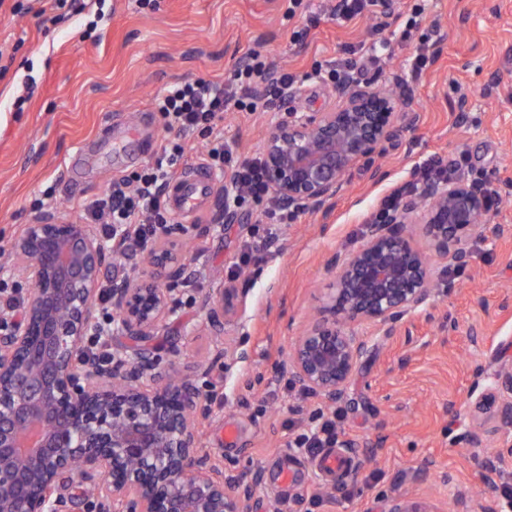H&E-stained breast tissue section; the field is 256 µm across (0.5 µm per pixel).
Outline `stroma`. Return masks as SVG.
I'll use <instances>...</instances> for the list:
<instances>
[{
	"mask_svg": "<svg viewBox=\"0 0 512 512\" xmlns=\"http://www.w3.org/2000/svg\"><path fill=\"white\" fill-rule=\"evenodd\" d=\"M332 6L302 0L292 11L288 0H96L54 23L1 11L0 42L16 52L0 77V264H7L21 229L34 223L31 202L39 191L54 189L58 212L76 219L113 176L150 160L165 134L153 100L173 83L228 81L253 49L303 75L295 98L264 112L225 114L224 138L243 158L262 154L271 126L289 113L338 106L333 84L307 74L345 59V46L369 40L372 23H339ZM422 39L436 60L406 80L404 62ZM353 79L410 98L419 122L351 172L330 212H305L282 225L263 260L249 264L241 248L265 203L247 202L229 224L211 205L181 225L196 256L197 282L180 288L181 305L155 344L180 348L179 368H202L200 381L216 396L201 426L207 453L238 474L262 471L249 512H269L274 502L283 512H385L397 493L456 512L460 495L478 491L486 472L466 438L467 401L476 386L490 383L498 361L512 360V234L497 231L512 227V0H427L412 41H392L379 64ZM26 85L36 92L16 107ZM128 127L139 128V137L126 138ZM432 158L460 160V179L485 180L500 203L472 245L469 267L453 275L428 317L374 336L378 351L354 374L347 401L325 404L281 378L277 366L319 305L332 255L358 247L366 217ZM202 224L211 225L208 235L199 234ZM232 278L244 290L243 306L224 334L249 357L210 364L200 300ZM316 411L336 416L337 433L355 445L342 476L320 473L312 456L293 445Z\"/></svg>",
	"mask_w": 512,
	"mask_h": 512,
	"instance_id": "obj_1",
	"label": "stroma"
}]
</instances>
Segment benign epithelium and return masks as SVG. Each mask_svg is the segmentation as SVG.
<instances>
[{
	"mask_svg": "<svg viewBox=\"0 0 512 512\" xmlns=\"http://www.w3.org/2000/svg\"><path fill=\"white\" fill-rule=\"evenodd\" d=\"M336 95L338 107L291 113L265 141L275 198L301 212L328 211L351 171L417 121L409 98L351 81L336 85ZM489 208L480 183L443 180L370 216L361 245L331 258V284L279 373L328 404L346 401L352 376L375 351L359 328L388 334L428 313L437 283L469 265ZM178 246L172 231L163 232L149 269L126 272L112 264L124 246L105 245L96 226L55 209L13 241L10 269L33 288L20 312L0 309V512H81L95 504L112 512H248L262 474L245 479L202 450L199 425L215 398L197 375L177 371L179 349L163 356L151 344L177 306L169 285L191 273V257ZM106 298L116 311L111 332L102 327ZM241 305L232 280L204 295L210 361L246 359L224 337ZM116 334L134 344L132 353L112 344ZM469 414L468 442L483 449L487 474L464 512H496L500 487L512 479L502 469L512 459V362L498 367ZM74 484L83 489L78 503L65 496ZM386 512L438 510L396 494Z\"/></svg>",
	"mask_w": 512,
	"mask_h": 512,
	"instance_id": "7a95c632",
	"label": "benign epithelium"
}]
</instances>
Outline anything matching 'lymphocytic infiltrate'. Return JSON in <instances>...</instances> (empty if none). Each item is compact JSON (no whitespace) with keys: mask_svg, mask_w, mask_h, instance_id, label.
Here are the masks:
<instances>
[{"mask_svg":"<svg viewBox=\"0 0 512 512\" xmlns=\"http://www.w3.org/2000/svg\"><path fill=\"white\" fill-rule=\"evenodd\" d=\"M382 4L383 0H336L332 13L337 20L374 19L373 29L378 37L350 48L349 59L330 66L328 71L314 69L312 78L325 76L336 81L354 73L359 62L380 61L389 48L381 33L390 26ZM294 80V74L272 70L267 59L254 51L245 68L229 82L198 78L170 85L154 100L167 137L157 144L151 161L141 170L113 177L103 195L84 203L82 219L98 226L106 244L119 240L132 254H149L156 237L174 222L165 204V193L170 182L184 170L186 139L195 135L202 139L203 163L233 181L236 192L232 206L241 207L249 200L263 201L269 196L270 187L262 157L240 159L224 140L222 122L228 112L267 109Z\"/></svg>","mask_w":512,"mask_h":512,"instance_id":"obj_1","label":"lymphocytic infiltrate"}]
</instances>
